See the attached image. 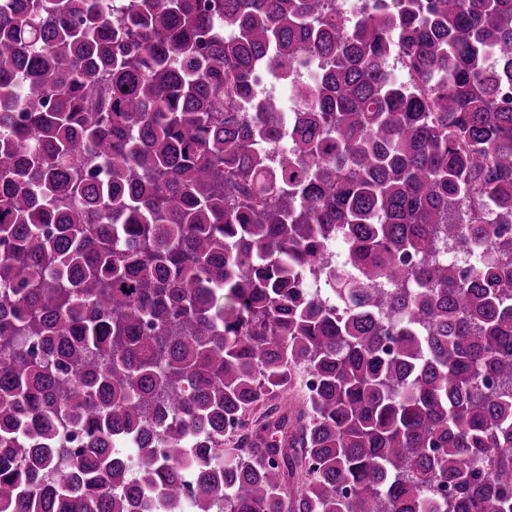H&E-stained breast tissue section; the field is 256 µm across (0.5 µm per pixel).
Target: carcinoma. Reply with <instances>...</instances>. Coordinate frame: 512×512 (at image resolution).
Returning <instances> with one entry per match:
<instances>
[{"instance_id":"obj_1","label":"carcinoma","mask_w":512,"mask_h":512,"mask_svg":"<svg viewBox=\"0 0 512 512\" xmlns=\"http://www.w3.org/2000/svg\"><path fill=\"white\" fill-rule=\"evenodd\" d=\"M335 2L0 0V512H512V0Z\"/></svg>"}]
</instances>
